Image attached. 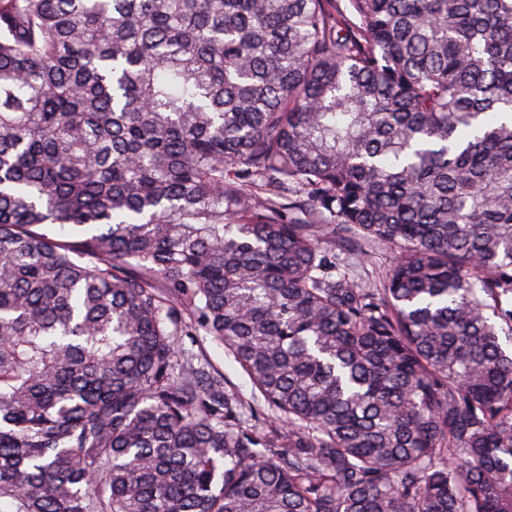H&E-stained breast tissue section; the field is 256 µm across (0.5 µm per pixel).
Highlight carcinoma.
Segmentation results:
<instances>
[{"label":"carcinoma","instance_id":"cac0c4a2","mask_svg":"<svg viewBox=\"0 0 512 512\" xmlns=\"http://www.w3.org/2000/svg\"><path fill=\"white\" fill-rule=\"evenodd\" d=\"M509 344L512 0H0V512H512ZM364 253L358 273L371 287H379V281L389 273L393 265L394 254L373 242L365 244ZM196 340L202 344L208 360L218 369L224 372L230 387L240 393L253 406L259 408L261 403L254 398V386L249 376L243 371L238 363L227 354L222 344L211 339L210 336H196Z\"/></svg>","mask_w":512,"mask_h":512}]
</instances>
